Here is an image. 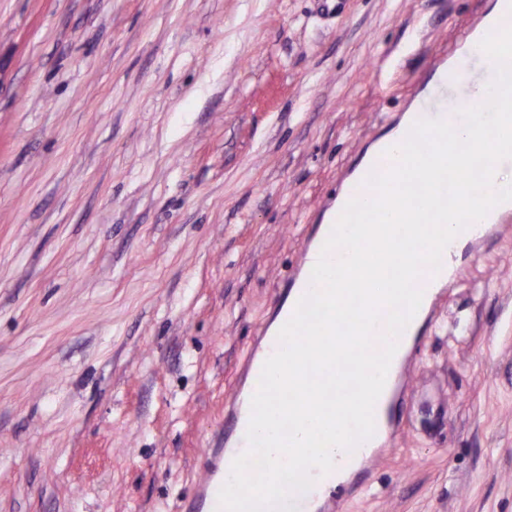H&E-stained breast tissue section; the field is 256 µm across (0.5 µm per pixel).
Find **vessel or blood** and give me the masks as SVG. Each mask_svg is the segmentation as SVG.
Masks as SVG:
<instances>
[{
	"label": "vessel or blood",
	"instance_id": "vessel-or-blood-1",
	"mask_svg": "<svg viewBox=\"0 0 512 512\" xmlns=\"http://www.w3.org/2000/svg\"><path fill=\"white\" fill-rule=\"evenodd\" d=\"M447 63H440L432 76V85L426 88L414 108L415 119L441 118L459 124L455 106L448 103ZM331 231L330 225H316L301 249L300 263L284 286L273 307V319L265 325L250 346L240 372V382L231 393L224 410V421L208 441L204 452L205 476L194 492L182 499L180 512H220L218 493L227 481L233 460L248 448L246 432L251 414V398L258 388L263 365L279 347L278 333L292 317L296 306L291 296H303L310 288L312 268ZM425 314H415L399 335L397 349L387 374L386 384L374 406L375 432L354 451L334 461L333 472L315 474L314 485L306 492L296 494L297 512H333L337 502L365 487L366 464L379 445L396 444L400 438V420L394 406L407 394L408 382L403 365L417 355L423 338L418 328Z\"/></svg>",
	"mask_w": 512,
	"mask_h": 512
}]
</instances>
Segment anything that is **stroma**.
Segmentation results:
<instances>
[{"label": "stroma", "mask_w": 512, "mask_h": 512, "mask_svg": "<svg viewBox=\"0 0 512 512\" xmlns=\"http://www.w3.org/2000/svg\"><path fill=\"white\" fill-rule=\"evenodd\" d=\"M480 0H0V512H177L354 159ZM337 512H512V213Z\"/></svg>", "instance_id": "35a3bbf8"}]
</instances>
